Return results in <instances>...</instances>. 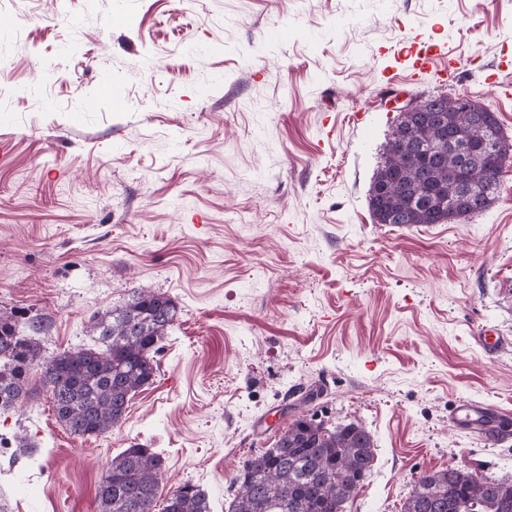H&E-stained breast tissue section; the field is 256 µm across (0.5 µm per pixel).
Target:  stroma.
I'll return each instance as SVG.
<instances>
[{"mask_svg": "<svg viewBox=\"0 0 512 512\" xmlns=\"http://www.w3.org/2000/svg\"><path fill=\"white\" fill-rule=\"evenodd\" d=\"M429 39L456 81L396 62ZM506 54L512 0H0V312L48 318L51 357L133 290L178 307L105 434H70L31 371L0 409V512H97L136 443L166 460L160 496L188 482L228 512L245 460L300 417L372 437L345 512H401L449 467L512 479V435L449 421L463 400L512 413V164L466 222L368 207L389 92L467 96L512 141Z\"/></svg>", "mask_w": 512, "mask_h": 512, "instance_id": "35a3bbf8", "label": "stroma"}]
</instances>
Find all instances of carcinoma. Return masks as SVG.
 I'll use <instances>...</instances> for the list:
<instances>
[{
  "instance_id": "1",
  "label": "carcinoma",
  "mask_w": 512,
  "mask_h": 512,
  "mask_svg": "<svg viewBox=\"0 0 512 512\" xmlns=\"http://www.w3.org/2000/svg\"><path fill=\"white\" fill-rule=\"evenodd\" d=\"M417 142L409 125L398 123L369 190V208L380 224H439L435 183L448 180V167L413 155ZM503 166L492 157L471 162L466 182L496 198ZM177 317L168 296L136 290L122 305L97 313L89 325L95 344L46 358L37 336L49 329L42 318L21 322L0 313V409L27 395L29 372L39 368L57 421L71 434L108 432L125 415L128 402L153 382L155 354ZM25 327H20V324ZM374 461L365 428L348 424L330 430L314 419L294 421L275 447L248 458L234 478L240 484L228 512H344ZM164 459L134 444L108 462L96 492L98 512H153ZM162 512H211L206 494L186 483L164 499ZM402 512H512V480L475 475L460 468L426 473L415 482Z\"/></svg>"
}]
</instances>
